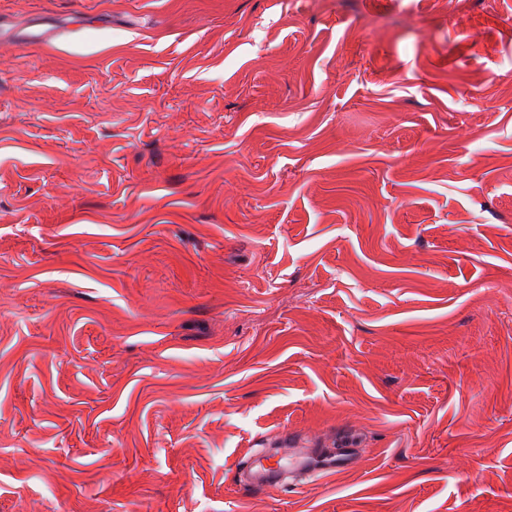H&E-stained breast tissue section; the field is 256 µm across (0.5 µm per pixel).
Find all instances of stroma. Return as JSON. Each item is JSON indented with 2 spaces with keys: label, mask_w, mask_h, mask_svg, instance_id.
Listing matches in <instances>:
<instances>
[{
  "label": "stroma",
  "mask_w": 512,
  "mask_h": 512,
  "mask_svg": "<svg viewBox=\"0 0 512 512\" xmlns=\"http://www.w3.org/2000/svg\"><path fill=\"white\" fill-rule=\"evenodd\" d=\"M0 28V512H512V0ZM356 457L357 448L349 442L336 448V454L321 448H289L288 470L301 468L314 476L327 475L355 462ZM286 455L283 450L265 456L250 457L245 461L244 467L254 472L255 478L247 484L251 490H274L284 487L283 482L277 478V473L285 468L283 460Z\"/></svg>",
  "instance_id": "35a3bbf8"
}]
</instances>
